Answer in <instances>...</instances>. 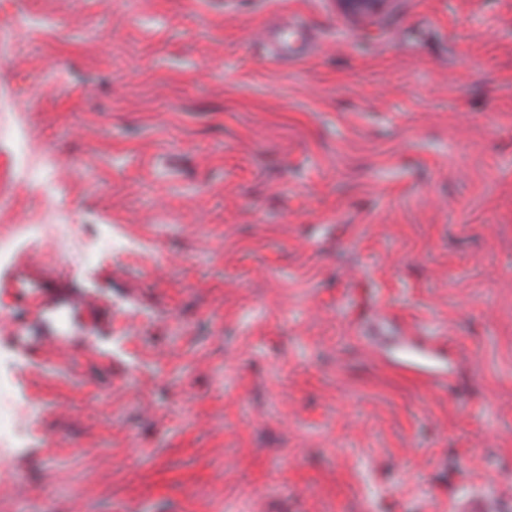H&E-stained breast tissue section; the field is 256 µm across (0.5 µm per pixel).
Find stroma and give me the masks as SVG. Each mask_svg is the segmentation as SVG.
<instances>
[{"mask_svg": "<svg viewBox=\"0 0 512 512\" xmlns=\"http://www.w3.org/2000/svg\"><path fill=\"white\" fill-rule=\"evenodd\" d=\"M290 19L314 46L271 61ZM1 30L64 187L0 225L139 251L0 266L44 408L0 512L512 508V0H0ZM387 0H337L341 9L354 17L368 20L381 10Z\"/></svg>", "mask_w": 512, "mask_h": 512, "instance_id": "35a3bbf8", "label": "stroma"}]
</instances>
